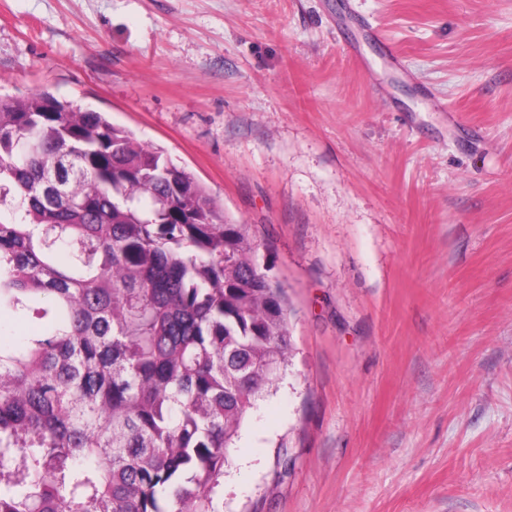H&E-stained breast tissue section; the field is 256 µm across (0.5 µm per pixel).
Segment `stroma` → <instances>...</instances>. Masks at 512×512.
I'll return each mask as SVG.
<instances>
[{
    "mask_svg": "<svg viewBox=\"0 0 512 512\" xmlns=\"http://www.w3.org/2000/svg\"><path fill=\"white\" fill-rule=\"evenodd\" d=\"M38 90L164 148L288 293L221 512H512V0H0V95Z\"/></svg>",
    "mask_w": 512,
    "mask_h": 512,
    "instance_id": "1",
    "label": "stroma"
}]
</instances>
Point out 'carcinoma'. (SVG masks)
<instances>
[{"mask_svg":"<svg viewBox=\"0 0 512 512\" xmlns=\"http://www.w3.org/2000/svg\"><path fill=\"white\" fill-rule=\"evenodd\" d=\"M45 91L0 97V512H220L288 297L163 151Z\"/></svg>","mask_w":512,"mask_h":512,"instance_id":"obj_1","label":"carcinoma"}]
</instances>
